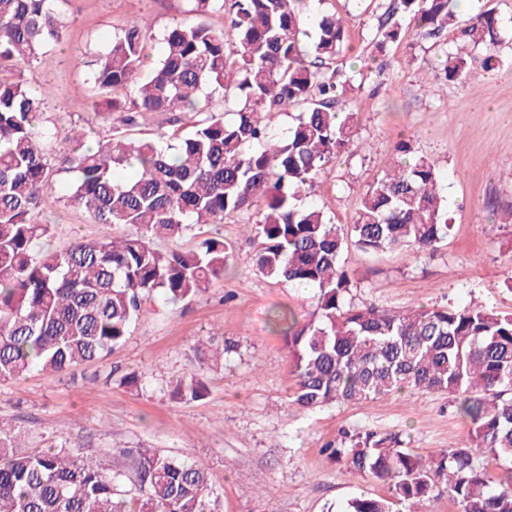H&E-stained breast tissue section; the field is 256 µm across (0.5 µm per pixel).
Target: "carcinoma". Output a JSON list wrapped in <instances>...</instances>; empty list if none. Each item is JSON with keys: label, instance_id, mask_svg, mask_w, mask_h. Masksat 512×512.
Returning a JSON list of instances; mask_svg holds the SVG:
<instances>
[{"label": "carcinoma", "instance_id": "1", "mask_svg": "<svg viewBox=\"0 0 512 512\" xmlns=\"http://www.w3.org/2000/svg\"><path fill=\"white\" fill-rule=\"evenodd\" d=\"M57 2L0 0V380L20 379L34 367L55 376L106 359L145 313L146 300L162 295L177 304L224 277L223 240L175 246L189 226L244 213L260 240L258 271L317 289L309 320L290 309L271 315L287 338L298 409L425 389L453 396L470 424L459 446L427 460L398 437L376 433L334 449L348 472L390 490L386 498L354 497L344 512H400L403 504L416 512L442 477L458 512H512V480L492 483L477 461L489 453L512 464V313L471 304L394 312L346 303L354 287L341 264L348 244L364 255L406 249L432 257L447 239L440 171L400 141L347 229L330 223L318 205L301 203L322 168L353 142L356 113L336 105L354 77L340 80L330 69L344 47L343 21L319 16L306 41L300 20L308 0H188L192 19L167 30L148 70L146 27L125 24L88 74L104 113H126L123 129L94 148L85 146L82 130L64 140L74 174L70 200L92 222L131 232L49 250L40 216L53 200L58 133L38 130L45 97L28 85L22 67L60 42ZM226 11L230 44L202 21ZM399 13L422 37L456 30L489 50L482 57L446 53V81L466 82L494 68L502 21L493 11L460 25L453 0H394L379 26L378 51L401 38ZM296 107L288 137L270 141L263 114ZM230 110L235 119L227 121ZM157 112L184 128L176 143L130 136ZM262 196L265 205L253 210ZM175 393L197 401L206 387L193 374ZM17 438L0 428V512H219L200 463L152 448H114L109 465L64 445L21 452ZM120 461L134 472L129 489L118 483Z\"/></svg>", "mask_w": 512, "mask_h": 512}]
</instances>
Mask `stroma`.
<instances>
[{
  "instance_id": "1",
  "label": "stroma",
  "mask_w": 512,
  "mask_h": 512,
  "mask_svg": "<svg viewBox=\"0 0 512 512\" xmlns=\"http://www.w3.org/2000/svg\"><path fill=\"white\" fill-rule=\"evenodd\" d=\"M390 3L311 0V15L333 13L344 21L346 44L333 69L362 72L364 82L338 103L357 114L352 145L327 163L304 200L321 206L333 223L350 224L394 145L408 141L440 169L452 228L430 258L345 249L341 262L355 279L349 302L390 311L479 303L512 313V224L500 221L512 208V0H461L460 20L491 10L508 23L497 48L500 66L462 83H441L434 75L444 50L476 54L470 44H435L406 21L401 40L377 51L378 19ZM188 8L187 0H62L61 43L24 73L48 94L44 125L62 131L75 125L102 137L120 127L121 113L107 117L94 106L87 71L112 33L137 19L147 21L148 54L157 58L163 33L185 20ZM72 180L58 169L57 201L41 217L50 227V248L127 234L124 225L91 223L68 198ZM243 220L231 214L186 233V248L208 237L224 240L223 280L176 305L160 296L148 300L146 314L106 362L0 382V426L20 431L26 451L52 444L99 452L153 448L202 462L221 512H340L353 497L388 495V486L347 473L330 454L358 432L400 435L422 455L467 437L469 426L445 393L406 390L313 412L291 405L288 347L269 330L267 313L287 306L308 319L316 291L262 275L253 263L259 242L242 234ZM228 340L238 343V352L209 360V347ZM193 373L205 396L176 398L177 381Z\"/></svg>"
}]
</instances>
